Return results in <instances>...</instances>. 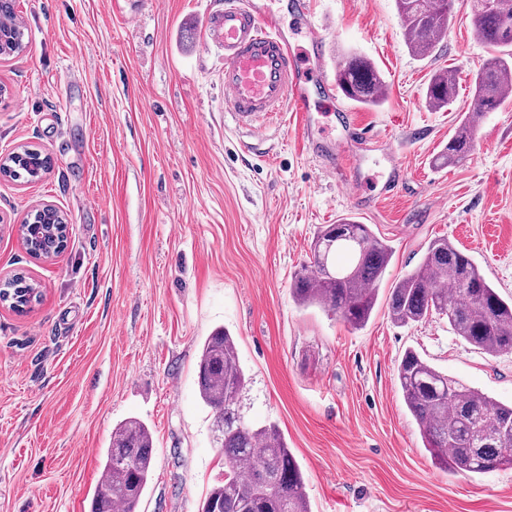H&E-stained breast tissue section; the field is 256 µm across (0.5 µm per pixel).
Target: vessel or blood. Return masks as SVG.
Segmentation results:
<instances>
[{"label":"vessel or blood","instance_id":"1","mask_svg":"<svg viewBox=\"0 0 512 512\" xmlns=\"http://www.w3.org/2000/svg\"><path fill=\"white\" fill-rule=\"evenodd\" d=\"M286 8L309 22L311 66L296 58L271 0H224L223 11L209 16L206 37L224 48V109L238 127L251 131L286 113H297L308 151L326 162L330 173L352 194H359L355 171L363 154L323 138L310 110L311 89L318 82L326 43L324 32L311 23L313 2L288 0Z\"/></svg>","mask_w":512,"mask_h":512}]
</instances>
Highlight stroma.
I'll list each match as a JSON object with an SVG mask.
<instances>
[{"instance_id": "stroma-1", "label": "stroma", "mask_w": 512, "mask_h": 512, "mask_svg": "<svg viewBox=\"0 0 512 512\" xmlns=\"http://www.w3.org/2000/svg\"><path fill=\"white\" fill-rule=\"evenodd\" d=\"M224 0H19L21 55L0 59V157L20 146L52 159L41 180L0 178V279L40 286L27 313L0 306V512H91L101 460L129 417L152 430L155 465L139 512H199L224 478L200 400L197 362L224 328L252 379L248 422L275 423L303 472L310 512H512V469L444 470L398 389L414 349L438 369L512 403V353L492 358L433 316L398 326L391 285L450 239L512 299V98L479 121L460 166L438 168L487 56L469 0L421 60L394 0H314L327 79L347 50L382 72L386 101L367 109L313 90L328 137L362 124L397 150L409 183L383 196L389 163L367 152L356 178L370 208L312 156L294 115L257 132L224 111V51L205 19ZM454 70L452 108L425 100L433 71ZM69 222L55 260L27 253L19 226L41 204ZM357 218L392 246L380 299L360 330L298 307L292 275L320 225Z\"/></svg>"}]
</instances>
